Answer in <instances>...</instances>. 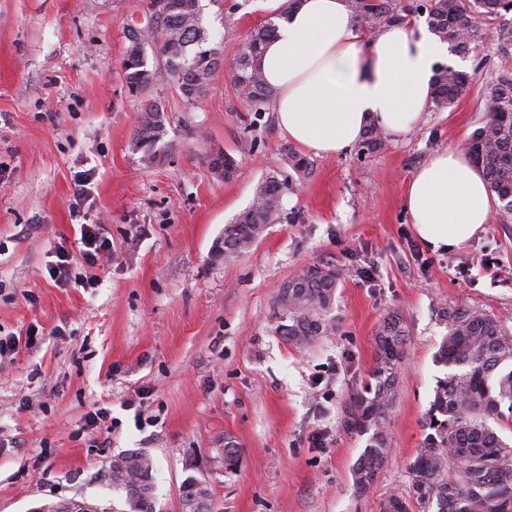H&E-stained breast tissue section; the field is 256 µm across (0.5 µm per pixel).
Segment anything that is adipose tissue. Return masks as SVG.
<instances>
[{
    "mask_svg": "<svg viewBox=\"0 0 512 512\" xmlns=\"http://www.w3.org/2000/svg\"><path fill=\"white\" fill-rule=\"evenodd\" d=\"M279 13L260 69L278 122L303 149L345 154L369 123L407 133L427 111L447 43L425 25L401 21L372 35L359 29L350 0H267ZM418 238L448 251L477 236L493 208L482 171L461 151L435 153L405 194Z\"/></svg>",
    "mask_w": 512,
    "mask_h": 512,
    "instance_id": "obj_1",
    "label": "adipose tissue"
}]
</instances>
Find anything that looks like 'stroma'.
I'll use <instances>...</instances> for the list:
<instances>
[{
	"instance_id": "stroma-1",
	"label": "stroma",
	"mask_w": 512,
	"mask_h": 512,
	"mask_svg": "<svg viewBox=\"0 0 512 512\" xmlns=\"http://www.w3.org/2000/svg\"><path fill=\"white\" fill-rule=\"evenodd\" d=\"M221 61L207 93L185 102L160 79L141 95L122 81L126 27L148 0H0V336L43 337L0 360V512L76 499L131 512L112 461H152L157 512H181L182 487L205 483L214 512H382L408 492L425 434L444 310H486L512 329V224L436 252L404 209L411 177L437 151L467 150L486 119V76L512 75V46L491 38L447 63L473 71L470 92L428 109L369 154L311 156L284 198L286 221L245 252L213 246L268 174H289L296 144L257 114L232 70L250 31L274 21L266 0H201ZM161 100L167 134L154 161L132 151L142 101ZM239 163L231 179L211 160ZM90 196L74 210L76 174ZM105 225L112 254L94 288H60L45 267L78 254V227ZM310 265L339 271L335 327L304 347L276 330L282 283ZM407 324L388 466L365 493L351 470L368 438L345 410L375 367L376 330ZM105 410L106 419L88 417ZM236 468L218 467L225 440Z\"/></svg>"
}]
</instances>
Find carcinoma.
I'll list each match as a JSON object with an SVG mask.
<instances>
[{
    "label": "carcinoma",
    "instance_id": "carcinoma-1",
    "mask_svg": "<svg viewBox=\"0 0 512 512\" xmlns=\"http://www.w3.org/2000/svg\"><path fill=\"white\" fill-rule=\"evenodd\" d=\"M430 30L455 53H468L488 36L481 20L499 18L512 11V0H422ZM355 16L375 28L402 20L389 0H354ZM276 31L275 24L259 25L250 32L241 51L233 81L254 112L266 111L272 91L257 61ZM152 42L126 45L121 61L123 82L139 94L165 77L189 103L201 98L220 62L219 45L212 43L202 23L199 0H173V10L162 27L147 32ZM153 55L156 66L148 64ZM476 73L440 66L436 71L431 103L443 110L470 90ZM487 120L468 143L471 159L483 172L489 191L497 198L501 223H512V78L496 76L488 83ZM165 107L154 99L142 104L133 149L148 159L156 157L166 135ZM380 129L368 125L359 152L379 148ZM213 168L229 179L235 159L221 153ZM293 189L290 175L272 174L257 186L251 205L224 226V240L216 243L219 257L229 259L244 252L270 224L284 218L283 198ZM339 273L310 266L282 285L277 326L292 345H306L324 333L333 320ZM448 333L436 360L448 367L437 380L426 414L429 433L423 438L408 469L410 493L391 492L385 512H512V331L495 315L473 307L444 312ZM404 319L389 314L377 334L374 383L358 394L344 418L345 427L368 435V444L352 470L357 490L372 488L390 457L387 419L396 402L406 354ZM150 459L140 451L112 461V484L126 492L132 512H156L149 475Z\"/></svg>",
    "mask_w": 512,
    "mask_h": 512
}]
</instances>
